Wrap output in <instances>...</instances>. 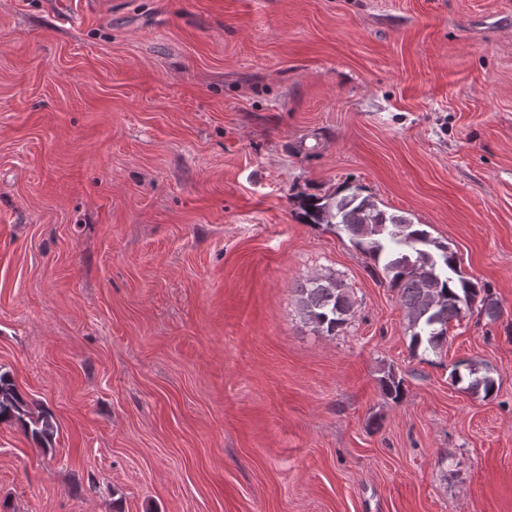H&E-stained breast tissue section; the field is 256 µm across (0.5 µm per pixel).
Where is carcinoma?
I'll use <instances>...</instances> for the list:
<instances>
[{
    "label": "carcinoma",
    "mask_w": 512,
    "mask_h": 512,
    "mask_svg": "<svg viewBox=\"0 0 512 512\" xmlns=\"http://www.w3.org/2000/svg\"><path fill=\"white\" fill-rule=\"evenodd\" d=\"M347 190L339 198H307L302 205L304 218L310 224L339 227L382 270L387 287L396 292L406 310L412 352L438 353L446 340L448 324L464 317L477 301L488 316L497 315L490 289L465 276L455 253L431 238L425 225L379 209L371 197L361 195L358 186ZM297 292L305 321L314 329L334 336L350 320L353 303L336 277L316 275ZM451 378L456 384L467 382L468 388L481 390L486 396L495 390L494 379L479 374L478 368L466 361L454 365ZM381 388L397 401L404 395L403 378L390 370L382 377ZM13 420L23 422L35 440L48 442L53 438L52 417H31L28 404L9 375L0 373V422Z\"/></svg>",
    "instance_id": "obj_1"
}]
</instances>
